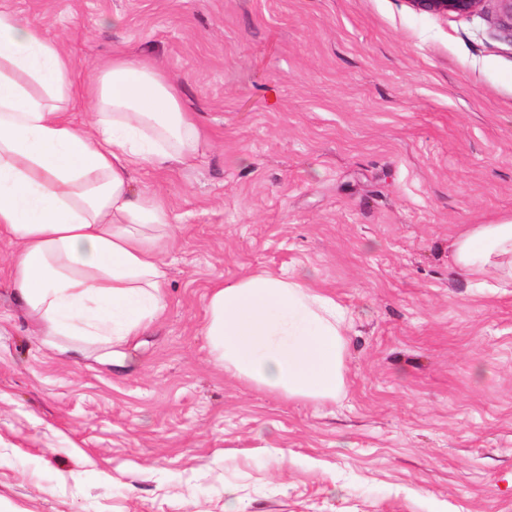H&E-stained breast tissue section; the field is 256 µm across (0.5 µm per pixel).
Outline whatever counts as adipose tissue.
Masks as SVG:
<instances>
[{
	"mask_svg": "<svg viewBox=\"0 0 512 512\" xmlns=\"http://www.w3.org/2000/svg\"><path fill=\"white\" fill-rule=\"evenodd\" d=\"M204 143L154 60L119 51L82 78L57 40L0 0V241L15 249L10 285L48 342L116 346L163 313L171 221L135 175L191 166ZM452 259L476 287L512 286V217L459 234ZM346 327L303 273L260 269L211 284L202 334L232 377L326 404L344 388Z\"/></svg>",
	"mask_w": 512,
	"mask_h": 512,
	"instance_id": "ef3b65f1",
	"label": "adipose tissue"
}]
</instances>
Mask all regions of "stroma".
<instances>
[{
    "instance_id": "obj_1",
    "label": "stroma",
    "mask_w": 512,
    "mask_h": 512,
    "mask_svg": "<svg viewBox=\"0 0 512 512\" xmlns=\"http://www.w3.org/2000/svg\"><path fill=\"white\" fill-rule=\"evenodd\" d=\"M8 4L81 72L153 58L209 143L136 176L175 244L123 366L43 344L0 242V512H512V287L473 288L450 250L512 216L497 0ZM288 266L352 316L336 405L225 375L201 334L214 280ZM417 13L433 15H471L476 13L484 0H407Z\"/></svg>"
}]
</instances>
